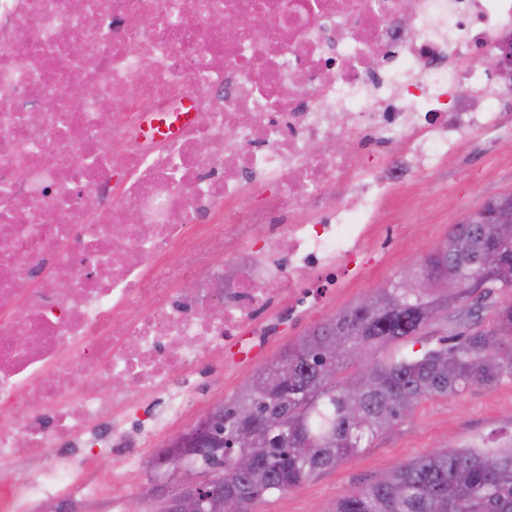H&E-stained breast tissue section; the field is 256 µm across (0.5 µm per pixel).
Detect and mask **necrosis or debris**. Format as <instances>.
Returning <instances> with one entry per match:
<instances>
[{"mask_svg":"<svg viewBox=\"0 0 512 512\" xmlns=\"http://www.w3.org/2000/svg\"><path fill=\"white\" fill-rule=\"evenodd\" d=\"M243 15L264 24L226 39ZM479 49L512 53V0H0V512L93 463L59 451L128 408L113 376L179 417L174 375L274 302L307 305L310 270L354 263L372 200L344 191L372 148L408 144L394 182L499 134L512 64L488 76ZM170 112L194 119L148 136ZM339 136L358 151H330ZM246 192L256 206L225 209ZM26 451L40 465L19 478Z\"/></svg>","mask_w":512,"mask_h":512,"instance_id":"1","label":"necrosis or debris"}]
</instances>
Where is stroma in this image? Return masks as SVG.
<instances>
[{"mask_svg":"<svg viewBox=\"0 0 512 512\" xmlns=\"http://www.w3.org/2000/svg\"><path fill=\"white\" fill-rule=\"evenodd\" d=\"M389 195L376 210L378 227L367 242L360 264L336 283L316 271L308 284L313 302L293 310L279 303L263 317L258 329L244 328L243 347L225 348L198 381V407L232 399L239 389L288 344L341 310L364 300L375 288L396 277L407 261L439 246L451 225L480 209L488 198L512 191V142L498 143L480 132L467 145L434 168L415 172L390 184ZM512 421V380L496 387H470L453 396L423 400L414 412L376 439L370 448L323 472L300 487L267 495L252 512H329L345 490L368 485L399 465L438 447L446 439L464 440L487 435ZM110 430L123 447L142 451L140 468L125 479L142 485L143 512H153L158 478L151 459L162 440L151 439L137 415L112 423ZM120 456L105 453L96 459L88 481L99 487L97 497L72 500L75 512H126L128 497L112 474Z\"/></svg>","mask_w":512,"mask_h":512,"instance_id":"35a3bbf8","label":"stroma"}]
</instances>
